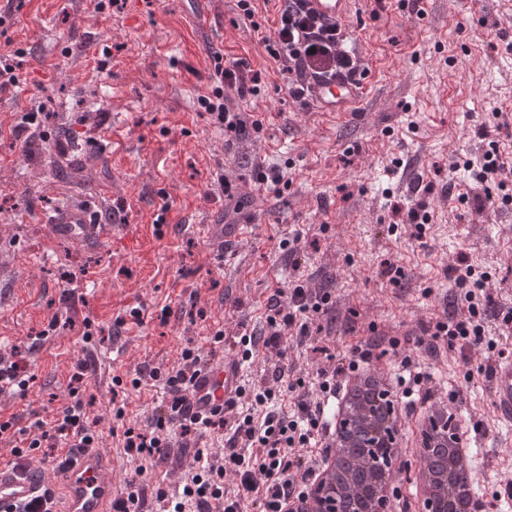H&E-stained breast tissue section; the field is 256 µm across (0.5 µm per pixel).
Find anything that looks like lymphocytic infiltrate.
<instances>
[{"mask_svg":"<svg viewBox=\"0 0 512 512\" xmlns=\"http://www.w3.org/2000/svg\"><path fill=\"white\" fill-rule=\"evenodd\" d=\"M270 3L275 6L274 29L272 35L262 38L261 45L267 60L287 75L285 92L293 102L309 108L310 81L352 77L360 71L359 58L345 48L342 26L318 19L308 10L307 0H238V7L251 20L258 15L260 5ZM213 65L211 85L205 94L199 95V107L207 112L212 124L223 129L228 139L260 134L261 119H246L234 107L228 92L233 89L242 97L259 96L265 87L261 71L253 69L244 57L217 54ZM463 169L474 183L495 184L499 205L512 204V163L503 160L496 140H489L482 157L466 160ZM448 278L460 292L461 306L435 322L428 346L435 349L445 344L463 348L481 344L482 319L492 304L491 296L485 291L488 276L475 274L471 265L462 263L449 268ZM330 303V292H315L300 284L288 292L275 291L269 300V332L263 339L264 348L278 350L285 333L292 330L308 335L315 317L327 312ZM272 375L273 382L257 384L251 391L254 404L267 408L263 420L255 421L249 413L240 416L225 443L222 466L212 463L208 450H198L185 478V499L175 503L171 512H184L189 501L200 508H214L215 512H242L246 504L252 512H280L282 501L299 494L305 479L302 472L305 460L300 451L315 445L320 411L299 396L298 391L304 386L300 379L288 386L297 395L296 413L288 417L269 410L268 405L275 397L273 383L283 378L284 371L277 368ZM70 395V403L53 424L38 420L19 430L14 420L0 421V435L13 431L21 435L20 446L12 450L15 457L23 458L38 451L45 460L62 464L67 460L66 448L95 439L78 389H71ZM242 443L259 444L264 449L262 458L255 461L239 453L238 446ZM228 470L240 478V488L232 498L224 492L223 478ZM257 470L263 473L264 482L254 481L253 473Z\"/></svg>","mask_w":512,"mask_h":512,"instance_id":"f902f5d3","label":"lymphocytic infiltrate"}]
</instances>
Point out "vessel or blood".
<instances>
[{
  "label": "vessel or blood",
  "instance_id": "vessel-or-blood-1",
  "mask_svg": "<svg viewBox=\"0 0 512 512\" xmlns=\"http://www.w3.org/2000/svg\"><path fill=\"white\" fill-rule=\"evenodd\" d=\"M353 0H309L310 8L323 18L346 23ZM361 92L357 84L333 79L312 85V97L323 115L340 122L351 113ZM60 234L73 239L92 236L96 225L90 224L85 212L72 213L59 224ZM245 224H211L207 227L206 246L223 248L225 241H246ZM244 370L237 347L228 346L214 353L196 367L187 397L192 413L199 417H223L233 426L237 405L244 387ZM498 422L512 427V359L494 364L487 378ZM122 470L116 458L101 447L75 451L71 462L59 473L62 487L59 506L52 512H112L116 491L121 485ZM47 475L28 461L5 463L0 460V512H22L23 507L49 486Z\"/></svg>",
  "mask_w": 512,
  "mask_h": 512
}]
</instances>
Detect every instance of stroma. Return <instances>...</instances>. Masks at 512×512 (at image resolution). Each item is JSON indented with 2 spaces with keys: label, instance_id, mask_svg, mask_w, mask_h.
Masks as SVG:
<instances>
[{
  "label": "stroma",
  "instance_id": "obj_1",
  "mask_svg": "<svg viewBox=\"0 0 512 512\" xmlns=\"http://www.w3.org/2000/svg\"><path fill=\"white\" fill-rule=\"evenodd\" d=\"M0 12V48L26 51L18 86L0 91V353L22 352L32 376L25 397L0 401L1 415L20 428L52 422L78 386L104 450L137 479L144 512H161L158 491L175 498L183 487L167 449L145 460L124 448V431L151 430L165 398L147 370L180 369L187 347L208 354L219 330L265 334L276 289L324 287L330 311L309 335L283 336L281 354L256 348L248 379L281 363L313 380L362 340L398 339L384 364L396 370L410 358L426 386L454 395L476 429L486 510L505 512L498 481L512 469V436L485 378L512 359V330L490 322L491 349L433 351L424 341L456 298L446 271L459 256L490 274L487 294L512 306V206L486 203L496 187L451 167L485 152L484 125L512 160L503 45L512 0H423L417 13L411 0H356L351 46L374 75L341 125L281 92L285 80L259 46L272 26L253 29L236 0H120L103 10L96 0H0ZM217 52L266 71L265 93L238 103L262 119L259 137L226 141L196 106ZM33 96L45 116L28 140L16 129ZM259 165L282 167L288 187L255 184ZM225 178L247 192L241 214L224 198ZM449 181L468 202L444 194ZM417 205L430 215L421 237L396 212ZM85 208L99 225L93 237L54 235L50 218ZM240 216L251 237L238 272L207 256L201 227ZM285 238L296 240L300 265L280 248ZM389 264L401 268L399 283L384 275ZM134 308L141 322L130 320ZM52 321L55 331L29 349Z\"/></svg>",
  "mask_w": 512,
  "mask_h": 512
}]
</instances>
